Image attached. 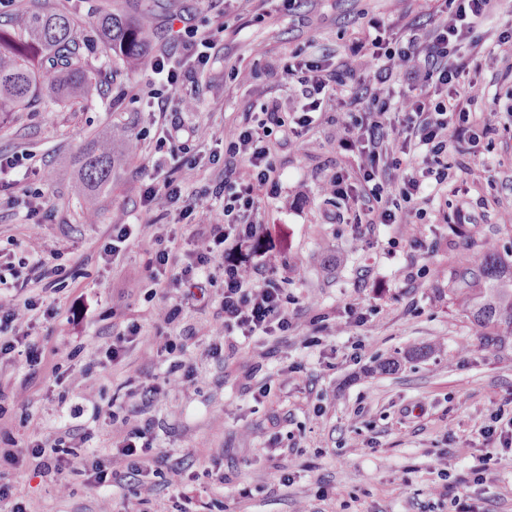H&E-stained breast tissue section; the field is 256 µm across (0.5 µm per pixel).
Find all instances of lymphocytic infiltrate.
<instances>
[{"mask_svg": "<svg viewBox=\"0 0 512 512\" xmlns=\"http://www.w3.org/2000/svg\"><path fill=\"white\" fill-rule=\"evenodd\" d=\"M447 17L427 36L411 34L392 41L384 29L371 40L372 53L366 61L349 57L336 66L296 58L281 72L282 79L299 89L297 116H287L278 100L263 104L260 112L247 113L242 123L224 137V180L212 196L221 199L222 209L210 224L198 225L191 235L194 266L181 270L180 281L194 288V271L202 269L207 282H223L222 325L225 331L243 338L285 332L289 299L271 278L252 280L236 254L239 245L263 240L265 232L256 219L257 187L279 176L272 159L273 133L282 141L295 143L308 132L316 112L338 89L349 88L343 105L348 109L340 141L342 150L358 155L357 171L337 172L324 187L334 199L344 201L353 212L356 232L373 224L416 225L424 220L417 201L424 182L446 186L451 169L466 164L449 152V141L476 145L479 135L493 127L475 105L483 93L476 81L466 79L465 67L455 56L461 49H476L479 28L495 15L500 0H441ZM407 79L401 101L382 99L377 87L397 75ZM426 146L430 162L420 175L403 172L402 165L415 145ZM111 422L120 423L122 438L118 454L126 462L124 471L97 459L59 455L55 443H31L30 460L59 488H67L73 475L85 476L95 490L112 487L115 481L143 482L162 456L155 453L150 438L151 424L121 423L118 412H109Z\"/></svg>", "mask_w": 512, "mask_h": 512, "instance_id": "1", "label": "lymphocytic infiltrate"}]
</instances>
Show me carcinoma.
Here are the masks:
<instances>
[{
  "label": "carcinoma",
  "mask_w": 512,
  "mask_h": 512,
  "mask_svg": "<svg viewBox=\"0 0 512 512\" xmlns=\"http://www.w3.org/2000/svg\"><path fill=\"white\" fill-rule=\"evenodd\" d=\"M152 13L139 16L107 11L98 19L94 34L112 55L133 68L151 60ZM89 36L70 16L43 2L22 6L17 30L0 28V112L27 106L37 96L38 77L48 81L55 96L85 102L104 94L102 84L82 64V50ZM141 145L132 135L117 139L100 136L78 159L79 177L90 190L112 183L116 165L139 154ZM453 279L468 287L467 301L477 324L512 330V271L485 253L453 271Z\"/></svg>",
  "instance_id": "obj_1"
}]
</instances>
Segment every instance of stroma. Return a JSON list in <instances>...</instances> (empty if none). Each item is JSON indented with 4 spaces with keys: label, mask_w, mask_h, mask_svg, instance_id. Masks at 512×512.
Here are the masks:
<instances>
[{
    "label": "stroma",
    "mask_w": 512,
    "mask_h": 512,
    "mask_svg": "<svg viewBox=\"0 0 512 512\" xmlns=\"http://www.w3.org/2000/svg\"><path fill=\"white\" fill-rule=\"evenodd\" d=\"M76 25L92 30L112 6L138 0H53ZM151 52L180 60L182 30L215 42L209 65L171 92L150 69H128L91 43L83 58L104 97L74 105L60 97L0 113V155L25 154L23 168L0 174V270L14 268L17 297L34 287L32 266L58 269L55 292L37 297L28 340L38 349L29 366L0 354V407L26 456L31 442L72 432L74 445L102 459L116 452L106 414L122 405L132 421L152 420L155 451L167 464L141 487L111 488L112 512H176L177 492L207 491L211 512H452L444 487L467 492L476 512H512V447L495 449L483 432L493 415L512 414V347L485 345L484 331L454 295L452 271L485 252L512 266V76L495 38L512 19L502 0L495 22L484 24L478 109L492 113L493 132L481 137L465 171H454L459 193L424 189L422 244L397 224L364 235L339 223V208L321 187L359 159L338 147L346 116L336 102L318 114L293 147H278L277 186L260 188L257 219L272 240L262 264L290 299L292 329L257 336L223 360L209 345L219 319L221 288L209 284L163 324L161 311L179 301L180 283L153 289L146 266L158 245L152 221L164 197L144 203L146 184L161 182L189 156L201 163L187 173L185 190L199 204L189 221L173 224V272L187 263L186 240L210 223L218 204L202 197L222 182L220 140L243 113L279 98L284 112L297 101L278 75L292 52L315 61L346 57L369 45L368 23L383 22L394 38L408 23L426 34L439 17L426 0H155ZM177 131L189 152H156L164 130ZM132 134L141 151L96 200L98 218L86 223L75 160L97 135ZM131 224L135 238L115 263L101 253L112 226ZM367 321L356 326L349 308ZM140 338L117 365L104 351L128 326ZM187 335L183 359L193 379L168 382L170 359L157 347ZM317 337L308 348L304 339ZM157 387L153 400L143 392ZM197 449L194 457L185 456ZM289 468L278 484L272 465ZM483 467L481 481L471 471ZM0 483L26 512H99L100 495L83 476L66 493L35 469L0 463Z\"/></svg>",
    "instance_id": "1"
}]
</instances>
